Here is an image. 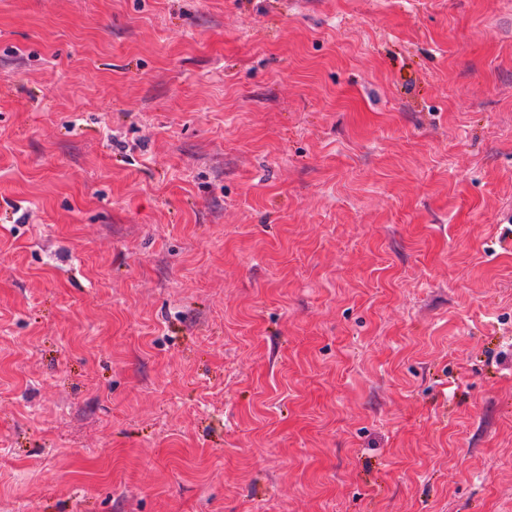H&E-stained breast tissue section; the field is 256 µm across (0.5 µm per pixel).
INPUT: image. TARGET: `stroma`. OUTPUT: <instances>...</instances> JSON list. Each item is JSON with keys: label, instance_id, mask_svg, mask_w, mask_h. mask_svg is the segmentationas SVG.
Returning a JSON list of instances; mask_svg holds the SVG:
<instances>
[{"label": "stroma", "instance_id": "35a3bbf8", "mask_svg": "<svg viewBox=\"0 0 512 512\" xmlns=\"http://www.w3.org/2000/svg\"><path fill=\"white\" fill-rule=\"evenodd\" d=\"M0 512H512V0H0Z\"/></svg>", "mask_w": 512, "mask_h": 512}]
</instances>
